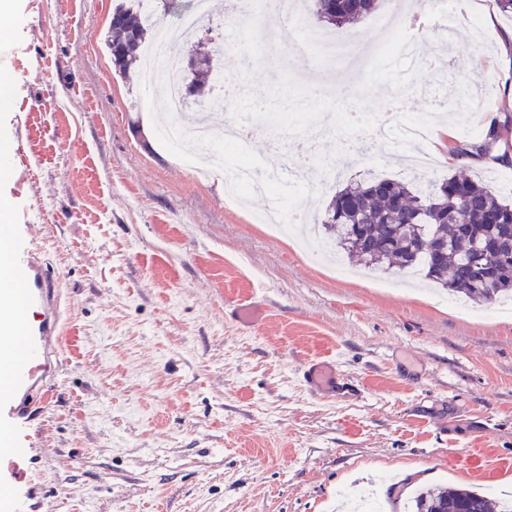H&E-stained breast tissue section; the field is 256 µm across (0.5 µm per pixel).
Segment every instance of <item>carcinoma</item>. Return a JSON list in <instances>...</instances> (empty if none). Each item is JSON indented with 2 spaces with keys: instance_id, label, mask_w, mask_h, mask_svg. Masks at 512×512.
I'll list each match as a JSON object with an SVG mask.
<instances>
[{
  "instance_id": "obj_1",
  "label": "carcinoma",
  "mask_w": 512,
  "mask_h": 512,
  "mask_svg": "<svg viewBox=\"0 0 512 512\" xmlns=\"http://www.w3.org/2000/svg\"><path fill=\"white\" fill-rule=\"evenodd\" d=\"M140 0H121L112 10L118 16L108 25L105 44L116 71L128 76L137 63V51L148 41L152 21L145 17ZM378 0H312L311 12L334 27L352 23L375 11ZM499 139L497 125L483 142L464 141L453 155L464 162L485 155ZM359 224L364 238L351 241L345 225ZM405 224H427L437 243H448L438 265L418 246L403 244ZM512 225V203L501 200L478 179L452 175L441 183L422 177L403 182L371 177L348 183L332 197L320 220L327 244L367 267L406 271L421 267L425 277L448 293L477 304L492 305L512 298V261L499 265L491 283L461 254L475 239L502 234L501 225ZM508 501L473 488L426 487L411 501L409 512H512Z\"/></svg>"
}]
</instances>
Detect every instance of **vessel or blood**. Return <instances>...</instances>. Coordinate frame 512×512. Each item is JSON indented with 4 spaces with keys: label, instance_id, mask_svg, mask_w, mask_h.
<instances>
[{
    "label": "vessel or blood",
    "instance_id": "1",
    "mask_svg": "<svg viewBox=\"0 0 512 512\" xmlns=\"http://www.w3.org/2000/svg\"><path fill=\"white\" fill-rule=\"evenodd\" d=\"M63 312L58 282L38 250L0 234V421L35 419L53 397L62 360ZM306 384L331 394L354 387L327 362L311 364Z\"/></svg>",
    "mask_w": 512,
    "mask_h": 512
}]
</instances>
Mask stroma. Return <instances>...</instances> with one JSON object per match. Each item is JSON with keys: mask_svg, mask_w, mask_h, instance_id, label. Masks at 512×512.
I'll list each match as a JSON object with an SVG mask.
<instances>
[{"mask_svg": "<svg viewBox=\"0 0 512 512\" xmlns=\"http://www.w3.org/2000/svg\"><path fill=\"white\" fill-rule=\"evenodd\" d=\"M119 0H17L0 13V60L11 106L0 135L17 162L0 172V217L23 224L63 290L66 362L55 398L19 429L24 481L10 512H336L337 495L371 489L403 512L423 485L512 492V318L417 289L407 273L350 276L301 252L256 219L265 197L224 195L236 149L213 146L197 175L161 141L149 109L163 82L120 77L104 42ZM218 68L240 90L230 9L211 0ZM350 76L263 40L261 80L282 72L351 98L386 38L372 16L346 26ZM512 15L477 0L440 71H420L426 96L387 112L371 152L329 137L284 199L317 219L335 191L374 173L393 178L412 144L405 121L431 119L426 146L439 183L488 181L512 202ZM500 128L493 156L460 166L449 149ZM253 159L280 172L292 137L256 126ZM259 301L256 325L236 304ZM331 361L357 387L348 400L311 393L301 370Z\"/></svg>", "mask_w": 512, "mask_h": 512, "instance_id": "35a3bbf8", "label": "stroma"}]
</instances>
